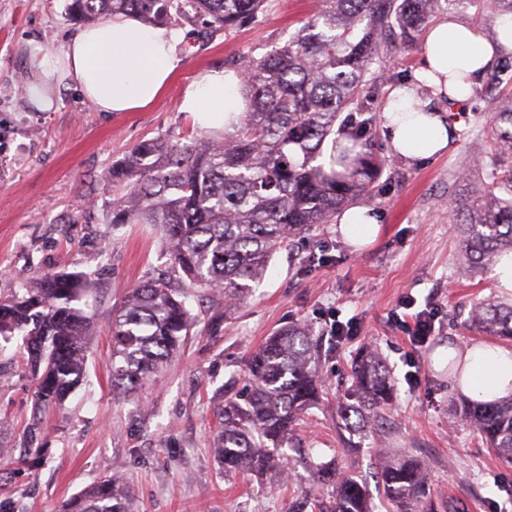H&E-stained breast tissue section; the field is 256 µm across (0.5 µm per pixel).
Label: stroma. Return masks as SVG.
I'll use <instances>...</instances> for the list:
<instances>
[{"mask_svg": "<svg viewBox=\"0 0 512 512\" xmlns=\"http://www.w3.org/2000/svg\"><path fill=\"white\" fill-rule=\"evenodd\" d=\"M313 8L314 0H269L258 23L212 35L177 25L178 71L141 111L101 112L62 86L55 109L45 112L31 94L4 89L19 79L32 86L33 50L60 54L81 24L68 0H0V295L59 270L87 274L97 288L87 382L62 408L34 416L23 346L17 339L0 344V503L13 512H58L105 475L122 482L140 512H288L305 495L329 501L332 487L302 464L261 475L228 473L214 454L218 406L242 391L252 355L292 323L308 326L321 341L326 392L297 429L313 462L336 460L376 495L375 472L403 449L427 467L435 501L461 503L465 512H512V465L454 417L461 393L445 359L449 348L486 341L466 324L474 304L512 300L490 274L469 279L458 272L449 181L460 171L475 180L485 175L473 162L471 134H479L486 150L495 146L486 104L476 97L455 111L458 135L438 158L406 162L377 136L374 155L383 172L369 203L380 226L372 244L353 250L336 223L317 225L278 250L260 285L231 309L182 282L196 334L157 381L125 396L112 390V310L163 266L155 225L110 222L113 164L146 140L185 143L200 136L179 109L196 72H228L240 57L284 45ZM407 296L417 309H436L435 331L420 346L393 324ZM335 318L354 321L356 332L336 341ZM366 348L381 354L396 384L387 421L375 434L385 444L379 452L344 448L339 429L340 384ZM32 448L38 458L29 456Z\"/></svg>", "mask_w": 512, "mask_h": 512, "instance_id": "1", "label": "stroma"}]
</instances>
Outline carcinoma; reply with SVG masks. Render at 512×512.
Returning <instances> with one entry per match:
<instances>
[{
	"instance_id": "cac0c4a2",
	"label": "carcinoma",
	"mask_w": 512,
	"mask_h": 512,
	"mask_svg": "<svg viewBox=\"0 0 512 512\" xmlns=\"http://www.w3.org/2000/svg\"><path fill=\"white\" fill-rule=\"evenodd\" d=\"M319 8L288 42L257 58L243 56L235 70L248 104L232 133L188 143L143 141L112 167V224H154L165 240L166 269L154 273L113 310L112 382L120 393L136 391L156 376L193 334L196 317L184 293L170 283L179 274L197 288L234 302L247 298L277 249L289 239L328 224L344 208L375 196L382 163L371 158L381 117L378 86L393 79L378 62L385 41L413 44L442 11L468 0H318ZM267 0H71L80 21L137 15L146 24L180 20L211 33L257 21ZM512 81V65H498L474 94L492 107L499 148H472L486 178L465 197L449 186L452 223L461 241L464 275L492 268L512 251V96H496ZM341 135L360 149L351 170L327 172L322 146ZM508 172H502L503 166ZM96 289L84 275L43 273L17 293L0 297V338L22 337L26 366L36 380L35 409L62 405L86 378L85 352L92 319L81 302ZM470 323L512 341V303L488 299L475 305ZM395 382L378 354L352 363L341 417L343 430L366 437L391 404ZM322 394L309 328H282L250 360L248 383L218 409L222 431L217 454L227 471L259 473L283 463L301 416ZM455 412L472 425L505 463H512V395L494 403H459ZM315 477L334 484L326 512H374L367 482L322 463ZM377 484L398 512H418L427 498V473L403 454L384 466ZM62 512H137L120 481L106 476L71 496Z\"/></svg>"
}]
</instances>
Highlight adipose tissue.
I'll use <instances>...</instances> for the list:
<instances>
[{"label":"adipose tissue","mask_w":512,"mask_h":512,"mask_svg":"<svg viewBox=\"0 0 512 512\" xmlns=\"http://www.w3.org/2000/svg\"><path fill=\"white\" fill-rule=\"evenodd\" d=\"M178 33L166 26L145 24L137 16H119L81 28L59 55L42 54L38 81L32 88L43 108L52 99L44 87L69 85L102 112H135L152 104L170 84L179 64ZM512 49V14L499 17L492 34L448 15L429 26L422 42L416 79L442 91L450 100L469 99L485 73L495 66L497 46ZM464 69L467 83L448 79L449 70ZM244 89L236 73L198 71L180 103L201 129L230 130L233 113L244 109ZM413 89L390 91L383 109V127L390 150L415 163L440 156L451 147L457 129L444 113L419 112ZM338 232L353 247L373 242L379 226L364 204L345 208L337 218ZM474 359L473 377L461 383L465 396L493 401L512 391V347L473 342L463 347Z\"/></svg>","instance_id":"1"}]
</instances>
